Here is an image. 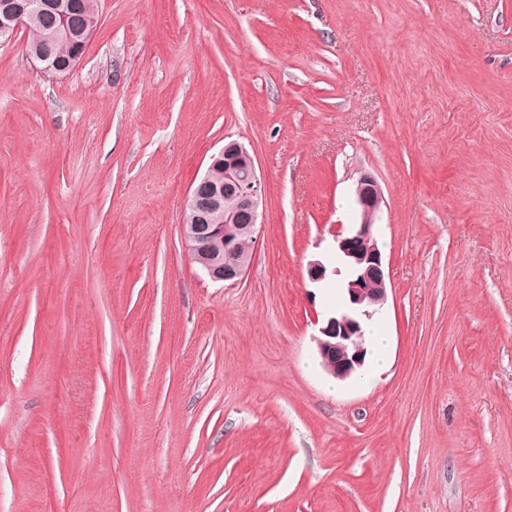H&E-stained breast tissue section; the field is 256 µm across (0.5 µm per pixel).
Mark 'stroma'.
Instances as JSON below:
<instances>
[{
	"mask_svg": "<svg viewBox=\"0 0 512 512\" xmlns=\"http://www.w3.org/2000/svg\"><path fill=\"white\" fill-rule=\"evenodd\" d=\"M0 44V512H512V0H102ZM251 265L182 231L225 141ZM368 173L386 364L340 381L306 268ZM63 1H69L72 4L71 35H66L64 32L58 33L50 43V48L53 58L57 61L65 62L74 57L67 64L62 65L52 60L47 51L40 49L35 53L34 59L44 72L64 74L70 72L81 61L84 55V50L81 47H86L93 38L102 13L101 0ZM78 50L79 52L76 53ZM264 196L254 158L236 141L212 155L207 170L192 184L184 208L190 218L186 224L183 217L182 235L192 261L212 282L235 284L245 275L252 253L240 252L236 238L255 243ZM227 198L235 201L234 209H224Z\"/></svg>",
	"mask_w": 512,
	"mask_h": 512,
	"instance_id": "stroma-1",
	"label": "stroma"
}]
</instances>
